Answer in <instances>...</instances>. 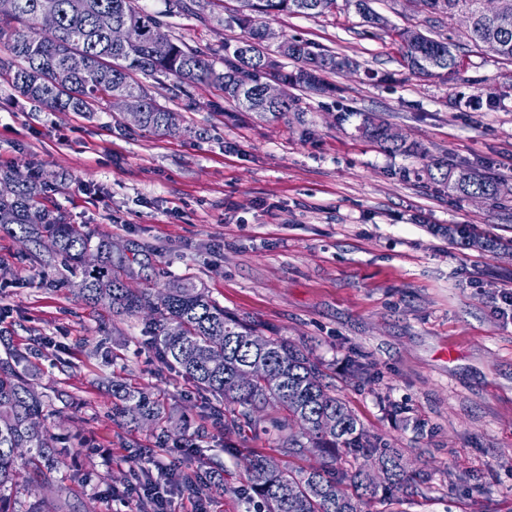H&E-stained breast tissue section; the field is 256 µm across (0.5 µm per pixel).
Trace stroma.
<instances>
[{"label": "stroma", "mask_w": 512, "mask_h": 512, "mask_svg": "<svg viewBox=\"0 0 512 512\" xmlns=\"http://www.w3.org/2000/svg\"><path fill=\"white\" fill-rule=\"evenodd\" d=\"M165 32L220 49L242 37L209 21L207 0L174 12L141 0ZM369 26L352 0L316 17L269 18L281 39L355 59L325 74L327 93H299L298 109L255 119L207 84L171 101L179 129L141 131L123 113L52 112L0 79V170L34 168L53 182L48 204L73 224L154 250L163 287L193 278L231 315L261 324L328 365L337 396L365 430L399 449L426 480L372 512H512V321L497 292L512 286V60L473 46L465 14L424 0H370ZM446 38L461 59L440 77L411 72L397 30ZM382 122L414 147L393 153L364 132ZM442 161L489 171L498 201L450 192L427 168ZM470 225L480 245L442 235ZM144 321L78 299L61 262L38 270L0 228V354L39 346L36 384L46 425L70 436L61 475L69 512H124L113 491L146 480L138 460L180 452L160 431L114 416L118 376L190 412L205 433L192 460L222 473L203 488L215 512H246L245 458L277 455V435L234 436L201 414L193 383L159 369ZM365 375H349L348 362Z\"/></svg>", "instance_id": "35a3bbf8"}]
</instances>
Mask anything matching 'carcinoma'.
I'll return each mask as SVG.
<instances>
[{
	"label": "carcinoma",
	"instance_id": "carcinoma-1",
	"mask_svg": "<svg viewBox=\"0 0 512 512\" xmlns=\"http://www.w3.org/2000/svg\"><path fill=\"white\" fill-rule=\"evenodd\" d=\"M44 0H18L17 12L0 21V74L14 90L53 112H96L126 95L144 105L139 129L170 133L177 129L175 112L161 104L155 86L171 96L191 100V88L210 83L224 100L259 118L297 111L288 96L275 103L262 97V85L271 77L283 85L299 86L313 94L325 90L322 74L350 70L357 63L346 57L315 52L310 43L291 39L269 52L260 31L250 25L251 14L270 16L321 15L336 0H238L233 14L224 16V0H212L217 22L246 31L235 43L226 42L224 70L216 69L217 51L192 45L180 37L166 42L152 38L161 24L140 0H53L59 26L43 32L38 15ZM435 12L470 16L467 38L474 46L512 60V0H427ZM123 25L129 40L114 46L105 22ZM408 68L425 76H441L458 66L452 43L422 31H398ZM297 63L287 71L278 58ZM173 83L166 84L167 80ZM367 135L390 151L410 153L405 141L394 142L382 124L369 122ZM429 179L466 196L498 197L497 180L469 166L435 164ZM10 196L0 197V227L21 244L22 256L39 267L58 258L72 276L75 295L93 307L106 306L117 315L146 318L144 336L160 363L192 381L210 396L209 416L224 418V433L247 430L288 436L279 444L281 455L301 459L318 449L320 462L307 469L281 464L253 454L246 462V482L255 494L254 512H366L377 496L393 497L413 491L421 473L402 465L401 453L368 434L352 409L326 382V365L292 346L280 336L268 337L261 358L268 376L251 385L240 373L255 354L248 338L259 326L224 311L207 291L189 278L172 280L166 292L151 287H125L124 275L133 264L151 266V254L130 242L114 253L112 242L93 241L94 233L44 204L47 182L18 172L0 174ZM37 375L31 352L6 349L0 357V512H14L5 491L24 479L35 501L25 512H64L66 492L56 473L64 464L54 438L43 427L45 395L33 385ZM115 411L135 422L159 425L168 419L161 399L123 381H112ZM381 471L380 481H366L365 467Z\"/></svg>",
	"mask_w": 512,
	"mask_h": 512
}]
</instances>
